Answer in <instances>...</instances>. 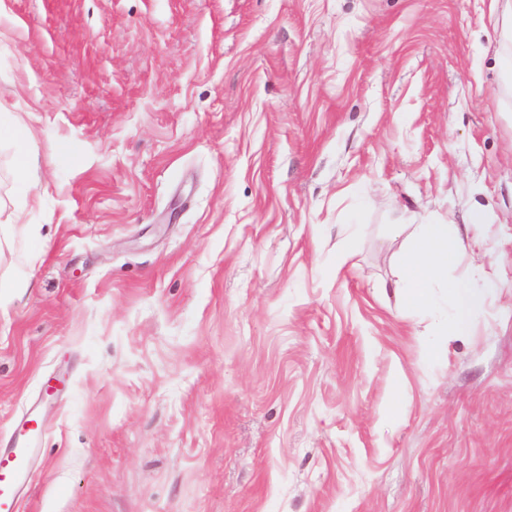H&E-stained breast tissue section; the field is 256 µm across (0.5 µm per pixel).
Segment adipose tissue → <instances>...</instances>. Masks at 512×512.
I'll list each match as a JSON object with an SVG mask.
<instances>
[{
	"label": "adipose tissue",
	"mask_w": 512,
	"mask_h": 512,
	"mask_svg": "<svg viewBox=\"0 0 512 512\" xmlns=\"http://www.w3.org/2000/svg\"><path fill=\"white\" fill-rule=\"evenodd\" d=\"M403 239L394 292L405 311L425 314L437 325L439 342L428 350L431 361L448 359L447 340L468 335L473 314L484 308L492 282L480 264L461 267L463 236L454 224H421L413 233L391 227ZM460 275H453V268Z\"/></svg>",
	"instance_id": "adipose-tissue-1"
}]
</instances>
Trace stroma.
<instances>
[{"mask_svg": "<svg viewBox=\"0 0 512 512\" xmlns=\"http://www.w3.org/2000/svg\"><path fill=\"white\" fill-rule=\"evenodd\" d=\"M490 0H0L18 512H512V87ZM484 223H471L475 211ZM495 286L448 362L391 225ZM15 145L14 177L23 184L32 182L34 164L26 150L29 131L26 127L16 126L12 131ZM44 427L39 414L30 412L17 430L14 447L7 457L0 456V511L16 512V490L29 484L31 461L39 448Z\"/></svg>", "mask_w": 512, "mask_h": 512, "instance_id": "1", "label": "stroma"}]
</instances>
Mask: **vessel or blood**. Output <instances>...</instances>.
<instances>
[{
	"mask_svg": "<svg viewBox=\"0 0 512 512\" xmlns=\"http://www.w3.org/2000/svg\"><path fill=\"white\" fill-rule=\"evenodd\" d=\"M43 433L39 414L29 413L16 432L9 454L0 456V512H17L16 491L31 480L32 455Z\"/></svg>",
	"mask_w": 512,
	"mask_h": 512,
	"instance_id": "1",
	"label": "vessel or blood"
}]
</instances>
